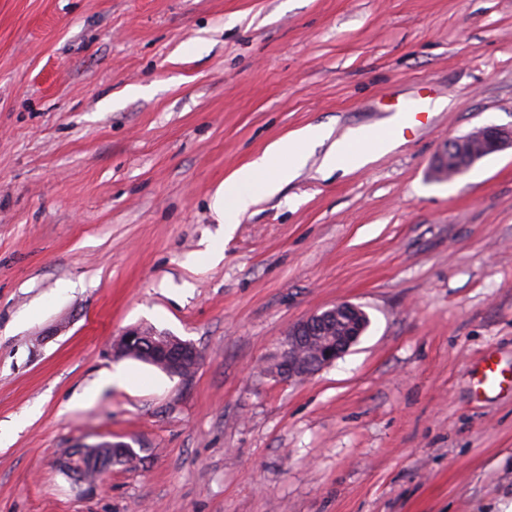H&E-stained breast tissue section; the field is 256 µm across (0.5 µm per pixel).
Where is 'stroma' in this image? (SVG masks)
<instances>
[{
	"mask_svg": "<svg viewBox=\"0 0 512 512\" xmlns=\"http://www.w3.org/2000/svg\"><path fill=\"white\" fill-rule=\"evenodd\" d=\"M203 48L187 51L189 42ZM429 121L368 164L324 153L237 225L213 189L275 140ZM512 0H0V512H500L512 503ZM69 282L59 292V282ZM340 302L369 326L301 381L266 371ZM151 328L172 377L113 346ZM137 384L101 383L116 367ZM130 465L75 486L80 444ZM512 149V128L496 125L482 126L464 136L448 140V147L434 163L436 169H445L452 177L464 175L475 163L494 153ZM152 330L148 328L145 331L136 329L127 332L115 346L114 354L119 358L141 356L152 365L161 367L169 375L186 377L190 366H197L199 363L200 355L197 349L173 336L153 337L154 335L146 333L153 332ZM143 340L147 341L149 346H146ZM499 375L498 365L488 356L484 359V366L477 372L475 381L477 390L487 393L501 386L502 381H500ZM124 443H108L103 442L96 445H83L73 448L66 456L59 460V467L64 472L70 475V480L77 486H82L88 483L85 472L87 467H96L102 473L108 466L113 464H126L130 463L132 457H123L118 449L112 454V448H124ZM97 448H109L110 453L107 456H100L97 463Z\"/></svg>",
	"mask_w": 512,
	"mask_h": 512,
	"instance_id": "35a3bbf8",
	"label": "stroma"
}]
</instances>
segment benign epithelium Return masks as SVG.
Listing matches in <instances>:
<instances>
[{
  "label": "benign epithelium",
  "mask_w": 512,
  "mask_h": 512,
  "mask_svg": "<svg viewBox=\"0 0 512 512\" xmlns=\"http://www.w3.org/2000/svg\"><path fill=\"white\" fill-rule=\"evenodd\" d=\"M512 149V128L482 126L464 136L448 140V147L434 163L436 169H448L452 176L465 174L475 163L494 153ZM366 327L362 311L356 305L341 302L316 311L288 329L281 351L282 366L273 375L288 381L305 378L330 365L358 342ZM119 358L140 356L172 375L185 377L198 365L197 349L173 336L146 337L142 329L126 333L114 348ZM123 443L103 442L72 449L59 460L61 470L73 484L87 483V467L100 472L112 465V455L97 456L99 448H123Z\"/></svg>",
  "instance_id": "7a95c632"
}]
</instances>
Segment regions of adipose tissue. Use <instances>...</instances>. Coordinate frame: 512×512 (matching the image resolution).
Returning <instances> with one entry per match:
<instances>
[{
	"label": "adipose tissue",
	"mask_w": 512,
	"mask_h": 512,
	"mask_svg": "<svg viewBox=\"0 0 512 512\" xmlns=\"http://www.w3.org/2000/svg\"><path fill=\"white\" fill-rule=\"evenodd\" d=\"M327 125H308L274 141L261 153L234 171L213 190L210 208L217 223L223 224L225 236L232 235L250 208L276 194L306 166L315 146L325 152L320 172L330 173L347 166L360 167L371 162L376 153L390 151L391 143L373 146L369 129L351 131L344 138L332 137Z\"/></svg>",
	"instance_id": "adipose-tissue-1"
}]
</instances>
